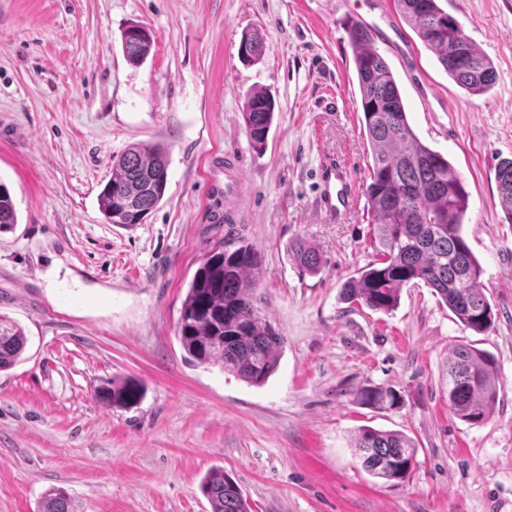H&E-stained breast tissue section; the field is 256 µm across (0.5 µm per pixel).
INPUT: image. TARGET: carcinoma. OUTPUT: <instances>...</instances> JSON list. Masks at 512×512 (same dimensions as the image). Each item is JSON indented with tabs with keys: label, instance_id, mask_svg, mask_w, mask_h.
I'll list each match as a JSON object with an SVG mask.
<instances>
[{
	"label": "carcinoma",
	"instance_id": "cac0c4a2",
	"mask_svg": "<svg viewBox=\"0 0 512 512\" xmlns=\"http://www.w3.org/2000/svg\"><path fill=\"white\" fill-rule=\"evenodd\" d=\"M396 9L421 42L432 50L448 75L473 94L487 91L496 74L462 24L436 0H394ZM355 49L362 126L372 151L366 196L375 215V238L381 259L357 272L343 286V297L372 310L388 312L407 284L423 283L438 295L458 321L481 333L493 326L494 314L481 284L482 268L463 236L469 192L461 176L441 153L419 142L409 124L399 88L384 58L374 49L369 29L348 25ZM264 38L255 31L243 36L240 54L257 60ZM152 37L122 36L127 59L144 62ZM274 102L261 91L245 97L243 118L252 147L265 148L274 117ZM168 182V150L161 143H134L112 160V177L99 194L101 212L109 224H143L163 199ZM499 200L512 220V158L497 169ZM18 223L10 189L0 182V232ZM292 259L309 272L322 267L319 252L303 238L288 246ZM260 257L241 236L226 235L206 254L194 273L183 301L178 339L198 364L220 365L241 380L260 386L276 372L284 338L261 316L254 296ZM27 337L14 320L0 315V371L22 360ZM448 408L458 419L482 423L493 409L497 386L493 356L460 344L448 358ZM142 396L131 381H106L95 397L112 408H129ZM356 402L379 410L401 404L388 388L369 387ZM353 448L364 470L391 486L408 478L416 459V442L399 431L366 427ZM201 491L211 512H248L239 487L215 467ZM44 512H72L70 498L53 490Z\"/></svg>",
	"mask_w": 512,
	"mask_h": 512
}]
</instances>
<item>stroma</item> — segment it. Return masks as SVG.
Here are the masks:
<instances>
[{
	"label": "stroma",
	"instance_id": "35a3bbf8",
	"mask_svg": "<svg viewBox=\"0 0 512 512\" xmlns=\"http://www.w3.org/2000/svg\"><path fill=\"white\" fill-rule=\"evenodd\" d=\"M0 0V180L18 222L0 233V314L27 336L0 372V512H43L67 491L74 512H210L200 485L223 468L250 512H512V222L496 170L512 158V0H439L496 71L472 95L447 74L393 0ZM359 21L388 63L410 126L448 158L470 193L463 234L497 318L466 329L424 284L390 312L343 300L374 262L372 164L347 37ZM142 25L148 58L130 64L121 35ZM263 55L239 53L250 30ZM275 118L254 151L247 92ZM137 142L168 148L165 196L146 223H106L98 195L112 158ZM345 161L357 204L316 213L319 169ZM236 165L241 220L224 222V166ZM257 249L255 294L286 339L277 371L254 386L189 361L177 326L189 283L228 231ZM307 239L318 274L288 245ZM468 343L495 358L490 416L472 426L448 409V355ZM130 377V409L98 403L100 381ZM367 386L400 407L355 403ZM417 444L408 479L369 476L358 430Z\"/></svg>",
	"mask_w": 512,
	"mask_h": 512
}]
</instances>
